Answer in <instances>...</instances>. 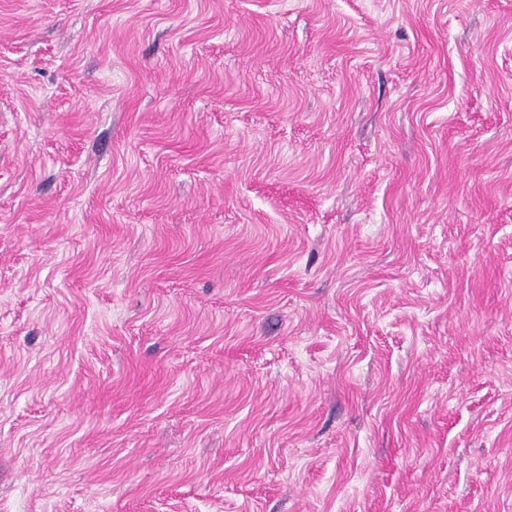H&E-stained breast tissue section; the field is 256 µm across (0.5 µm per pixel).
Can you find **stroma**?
<instances>
[{
  "label": "stroma",
  "mask_w": 512,
  "mask_h": 512,
  "mask_svg": "<svg viewBox=\"0 0 512 512\" xmlns=\"http://www.w3.org/2000/svg\"><path fill=\"white\" fill-rule=\"evenodd\" d=\"M0 512H512V0H0Z\"/></svg>",
  "instance_id": "stroma-1"
}]
</instances>
